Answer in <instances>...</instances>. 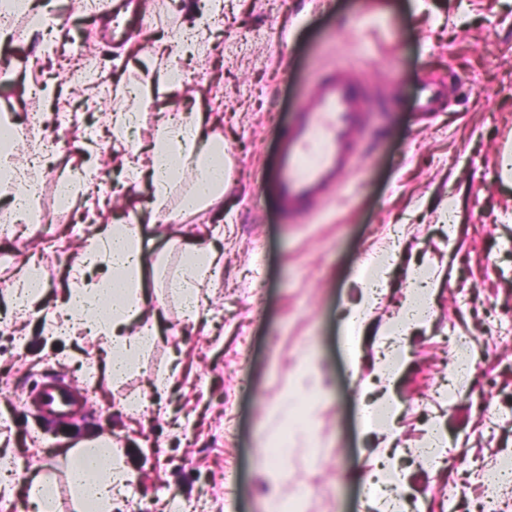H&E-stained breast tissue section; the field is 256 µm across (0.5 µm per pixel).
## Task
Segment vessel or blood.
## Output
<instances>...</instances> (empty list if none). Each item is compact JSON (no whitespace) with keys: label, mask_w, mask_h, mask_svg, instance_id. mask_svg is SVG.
I'll return each instance as SVG.
<instances>
[{"label":"vessel or blood","mask_w":512,"mask_h":512,"mask_svg":"<svg viewBox=\"0 0 512 512\" xmlns=\"http://www.w3.org/2000/svg\"><path fill=\"white\" fill-rule=\"evenodd\" d=\"M367 110L363 87L347 66L317 77L293 112L288 137L279 143L269 171L282 211L305 215L309 206L341 188L360 162L358 136ZM27 404L41 423L59 431L88 408L82 390L54 373L41 377Z\"/></svg>","instance_id":"vessel-or-blood-1"}]
</instances>
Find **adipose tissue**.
Masks as SVG:
<instances>
[{
	"label": "adipose tissue",
	"mask_w": 512,
	"mask_h": 512,
	"mask_svg": "<svg viewBox=\"0 0 512 512\" xmlns=\"http://www.w3.org/2000/svg\"><path fill=\"white\" fill-rule=\"evenodd\" d=\"M137 112L121 108L111 115L116 147L122 148L123 167L129 180L149 176L155 209L164 210L168 220L181 222L219 201L228 181V167L222 139L204 135L202 118L194 113L163 122L151 145L150 165H143L140 149L127 137ZM18 132L15 121L0 116V190L13 198L10 214L14 223L39 221L37 199L39 181L10 160ZM105 265L101 279L74 283L59 309L56 331H82L96 338L105 354L113 380H121L135 364L137 356L155 341L158 331L149 319L150 294L148 263L141 225L132 221L112 224L88 236L79 256L81 268ZM224 260L218 252L186 248L167 286L182 300L184 318L200 309V288L220 279ZM386 279L369 280L363 301L345 318L347 350L359 358V338L367 322V311L377 300ZM68 481L77 512H113L114 501L125 496L131 474L111 442L99 438L69 454Z\"/></svg>",
	"instance_id": "ef3b65f1"
}]
</instances>
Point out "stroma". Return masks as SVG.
Masks as SVG:
<instances>
[{"label":"stroma","mask_w":512,"mask_h":512,"mask_svg":"<svg viewBox=\"0 0 512 512\" xmlns=\"http://www.w3.org/2000/svg\"><path fill=\"white\" fill-rule=\"evenodd\" d=\"M51 39L27 34L0 43L13 58L0 74V113L25 124L28 113L78 108L71 145L41 178L40 221L18 240L0 238V281L17 282L31 263L44 272L41 301L17 312L0 293V455L16 474L0 480V512H30L28 486L62 478L70 451L32 417L22 398L42 373L67 375L94 363L99 344L57 335L60 290L73 278L92 223L70 226L58 185L69 165L91 162L103 180L124 182L111 143L88 145L86 129L107 123L99 95L72 92L55 52L82 37L104 63L107 84L139 89L131 137L153 141L163 117L197 110L220 118L232 182L218 204L188 221H153L152 189L140 180L112 199L103 223L137 220L163 257L168 280L184 245L224 254L221 279L207 286L208 307L186 320L160 288V337L119 382L95 379L97 401L83 440L112 439L133 475L114 512H162L169 500L202 512H380L398 495L409 512H512V489L485 473L512 460V0H224V24L203 55L186 60L195 81H164L178 50L171 35L189 21L188 0H119L122 36L84 20L83 0H44ZM349 65L374 104L362 132V163L338 194L308 217L288 221L265 175L288 115L317 73ZM445 85L437 117L422 122V80ZM59 82L56 98L41 86ZM398 239L388 288L369 315L362 357L346 354L343 317L363 294V254L379 257ZM439 280L431 317L408 335L394 324L413 274ZM469 352L472 377L458 381L456 344ZM398 376L380 373L384 361ZM171 383L157 388L159 375ZM394 394L403 406L396 437L385 421L364 424L363 404ZM140 395L143 411L123 412ZM287 435V456L267 450ZM435 438L451 464L425 466L418 450ZM397 458L381 497L364 500L361 482L383 452Z\"/></svg>","instance_id":"obj_1"}]
</instances>
